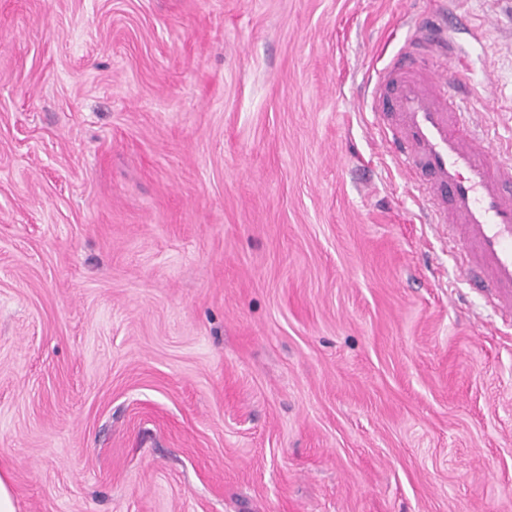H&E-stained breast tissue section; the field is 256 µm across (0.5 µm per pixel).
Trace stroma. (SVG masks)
<instances>
[{
  "label": "stroma",
  "instance_id": "obj_1",
  "mask_svg": "<svg viewBox=\"0 0 512 512\" xmlns=\"http://www.w3.org/2000/svg\"><path fill=\"white\" fill-rule=\"evenodd\" d=\"M435 0H0L18 512H512V326L362 98ZM512 132V10L452 0Z\"/></svg>",
  "mask_w": 512,
  "mask_h": 512
}]
</instances>
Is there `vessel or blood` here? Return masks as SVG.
Segmentation results:
<instances>
[{
    "instance_id": "obj_1",
    "label": "vessel or blood",
    "mask_w": 512,
    "mask_h": 512,
    "mask_svg": "<svg viewBox=\"0 0 512 512\" xmlns=\"http://www.w3.org/2000/svg\"><path fill=\"white\" fill-rule=\"evenodd\" d=\"M432 51L454 61L453 77L420 67ZM469 72L443 15L429 13L379 70L372 124L385 154L424 194L432 223L452 234L467 282L512 323V155L462 110L473 94Z\"/></svg>"
}]
</instances>
